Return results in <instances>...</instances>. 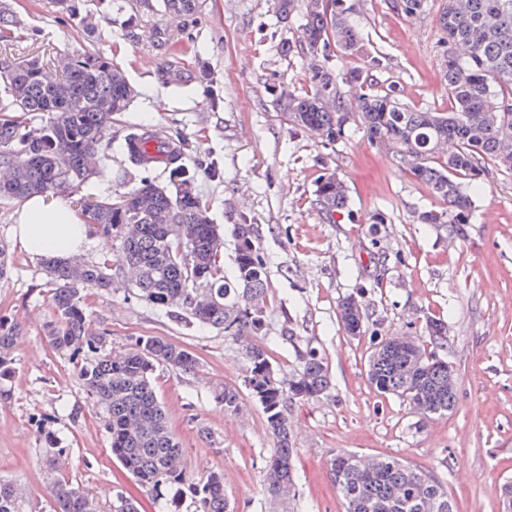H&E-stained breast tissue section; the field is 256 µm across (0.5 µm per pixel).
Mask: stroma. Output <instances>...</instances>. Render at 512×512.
<instances>
[{"mask_svg":"<svg viewBox=\"0 0 512 512\" xmlns=\"http://www.w3.org/2000/svg\"><path fill=\"white\" fill-rule=\"evenodd\" d=\"M363 38L360 54L344 55L340 71L382 56L404 101L419 110L449 108L442 63L448 51L439 27L443 0H428L409 20L389 0H354ZM0 0L22 28L0 43V69L38 54L58 58L74 50L103 55L122 69L135 96L122 123L146 122L179 132L191 155L218 162L220 177L198 169L197 193L221 225L224 264L232 266L234 224H255L268 254L270 291L264 309L272 365L279 378L297 377V350L324 358L332 388L321 397L285 403L295 449L296 496L273 501L264 493L273 448L260 404L244 397L225 411L224 385L244 388L245 344L222 330L174 318L132 294L122 270L112 289L87 292L89 323L108 330L113 352L136 337L158 336L199 359L197 372L157 367L154 385L169 425L184 449V467L196 477L217 471L232 512H344L329 469L337 451L394 456L433 474L456 512H499V487L512 481V174L483 177L461 235L418 223L437 210L407 162L350 125L342 141L327 144L294 126L275 108L273 84L305 91L308 56L283 55L282 39L297 40L302 12L281 23L275 0H203L195 22L173 30L164 48L152 44L163 15H135L133 0ZM127 163L111 152L95 181L70 189L74 209L86 197L135 188L123 178ZM338 175L348 206L327 221L314 205L320 175ZM19 201L0 200V246L11 258L0 280V315L24 333L11 372L0 378V476L16 481L37 503L47 498L38 450L45 433L70 449V472L103 500L125 488L140 512H194L190 498L152 496L113 456L111 439L88 401L73 365L43 334L52 317L50 277L40 259L15 243ZM382 213L385 221L370 218ZM363 303L365 333L347 335L338 317L346 297ZM448 324L440 355L457 374L456 405L448 417L427 419L406 401L378 395L366 378L375 342L423 336L426 321ZM79 419H72L71 410Z\"/></svg>","mask_w":512,"mask_h":512,"instance_id":"1","label":"stroma"}]
</instances>
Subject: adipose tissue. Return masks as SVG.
Listing matches in <instances>:
<instances>
[{"mask_svg":"<svg viewBox=\"0 0 512 512\" xmlns=\"http://www.w3.org/2000/svg\"><path fill=\"white\" fill-rule=\"evenodd\" d=\"M88 226L66 194H35L26 198L16 218L14 236L27 254L67 258L79 253L88 239Z\"/></svg>","mask_w":512,"mask_h":512,"instance_id":"ef3b65f1","label":"adipose tissue"}]
</instances>
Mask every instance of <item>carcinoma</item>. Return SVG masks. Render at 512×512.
I'll use <instances>...</instances> for the list:
<instances>
[{"label":"carcinoma","instance_id":"cac0c4a2","mask_svg":"<svg viewBox=\"0 0 512 512\" xmlns=\"http://www.w3.org/2000/svg\"><path fill=\"white\" fill-rule=\"evenodd\" d=\"M146 15L157 12L171 23L191 21L202 0H135ZM427 0H391L392 8L407 19L424 11ZM305 7L297 42L284 41L282 51L306 52L315 60L307 79L310 90L283 89L275 106L292 124L323 142L346 135L350 124H360L371 140L396 150L409 160L410 171L446 208L417 213L421 224L459 232L472 209L471 192L492 170L512 172V0H445L439 26L448 41L443 77L450 109L420 111L405 103L394 80L380 82L376 74L387 66L369 56L362 68L339 72L331 65L337 54L361 48V34L353 24L354 5L347 0H278L281 22ZM44 69L33 57L12 69L0 70V94L9 107H0V167L9 180L0 181V196L23 200L90 183L101 169L87 170L86 160L108 157L112 125L120 121L134 97L123 72L107 58L92 52L66 54L53 82L40 76ZM355 89V106L343 99L340 84ZM11 112H25L20 121ZM38 118L40 127L31 126ZM157 140L168 145L167 159L156 161L146 145ZM179 132L125 125L120 149L138 171L160 166L171 188L143 177L134 189L85 203L89 223L102 235L120 241L121 265L131 274L135 295L157 308L190 322L224 330L227 336L265 330L263 312L269 293V259L252 224H236L235 256L231 271L224 270V232L212 223L208 206L195 193V165L185 149L174 146ZM316 205L328 221L347 208V187L334 174L316 182ZM53 281L50 301L54 319L46 325L52 349L73 362L91 404L111 436L112 454L139 484L155 496L180 487L195 504V512H229L224 478L210 472L197 480L183 466L184 450L171 432L158 400L153 373L169 366L180 372L198 369L197 358L157 336H139L126 352L112 353L111 336L89 331L83 292L112 288V264L48 259ZM345 332H364L366 316L355 297L338 309ZM428 351L419 344L409 352L395 338L377 343L368 360L367 379L381 395L402 397L425 418H443L453 411L456 390L448 389V361L436 353L446 328L440 319L426 323ZM21 325L0 316V375L14 360ZM245 386L263 409L273 438L265 492L287 500L296 496L290 426L285 399L309 400L332 387L327 364L313 350L297 353L302 363L298 378L285 382L272 375L267 348H246ZM224 410L236 412L241 394L226 385L219 393ZM39 449L48 481L50 512H139L138 502L122 490L102 501L69 472V449ZM332 479L345 512H456L442 484L431 474L395 458L368 457L341 451L330 464ZM0 512H41L15 483L0 480Z\"/></svg>","mask_w":512,"mask_h":512}]
</instances>
